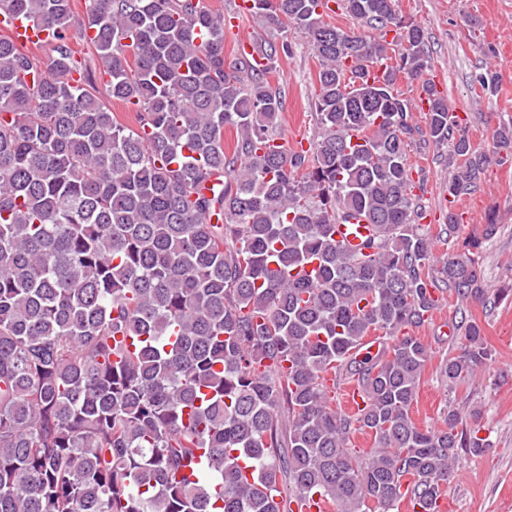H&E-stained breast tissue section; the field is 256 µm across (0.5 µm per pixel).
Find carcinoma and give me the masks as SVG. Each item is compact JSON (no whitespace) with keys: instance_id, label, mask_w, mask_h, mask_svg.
<instances>
[{"instance_id":"cac0c4a2","label":"carcinoma","mask_w":512,"mask_h":512,"mask_svg":"<svg viewBox=\"0 0 512 512\" xmlns=\"http://www.w3.org/2000/svg\"><path fill=\"white\" fill-rule=\"evenodd\" d=\"M72 2L0 0L52 33L46 61L0 35V512H438L460 453L490 444L476 411L413 420L431 348L411 331L446 292L490 303L475 252L500 226L434 267L399 79L428 102L448 196L476 192L490 155L424 78V29L396 0H338L360 32L327 23V0H253L282 35L254 44L258 70L226 61L204 0H88L100 89ZM291 31L319 62L302 152L270 144ZM492 145L512 155V124ZM352 219L371 234L349 249L335 229ZM464 338L440 365L451 387L492 355L476 321ZM329 371L362 390L359 414L336 409Z\"/></svg>"}]
</instances>
